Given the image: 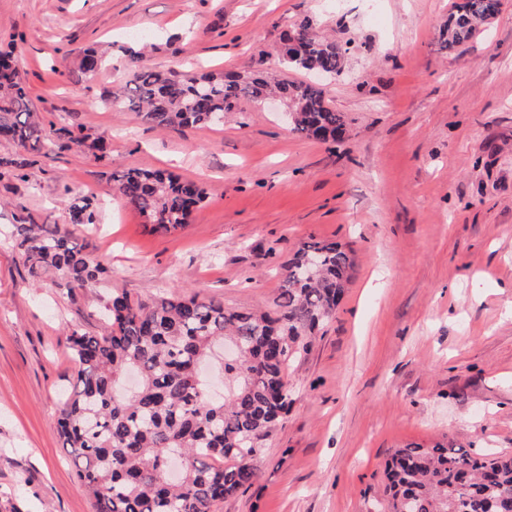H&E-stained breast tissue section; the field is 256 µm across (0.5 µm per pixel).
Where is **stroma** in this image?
<instances>
[{
	"label": "stroma",
	"instance_id": "stroma-1",
	"mask_svg": "<svg viewBox=\"0 0 512 512\" xmlns=\"http://www.w3.org/2000/svg\"><path fill=\"white\" fill-rule=\"evenodd\" d=\"M453 0H0L44 124L111 144L32 154L0 176V512H94L56 429L73 370L68 338L105 327L110 292L195 294L270 310L302 243L335 242L355 266L336 314L287 370L293 403L252 485L217 512H367L388 455L454 442L512 453V0L467 45L442 48ZM306 24L345 51L324 81L340 140L291 131L277 101L240 100L220 127L161 130L99 106L124 82L123 46L148 43L159 71L259 69ZM108 42L94 78L80 51ZM167 169L202 183L187 224L153 233L112 195L111 173ZM93 197L76 229L103 257L101 287L34 284L9 230L64 224L62 190Z\"/></svg>",
	"mask_w": 512,
	"mask_h": 512
}]
</instances>
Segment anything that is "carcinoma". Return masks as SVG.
Instances as JSON below:
<instances>
[{"mask_svg":"<svg viewBox=\"0 0 512 512\" xmlns=\"http://www.w3.org/2000/svg\"><path fill=\"white\" fill-rule=\"evenodd\" d=\"M502 0H454L441 30L442 47L473 40L495 19ZM129 75L102 104L134 112L160 129L222 125L242 98L278 96L291 130L336 141L345 121L316 82H270L251 75H180L139 65L126 49ZM346 50L302 28L282 37L285 67L328 77L344 69ZM107 62L100 46L83 49L79 71L95 76ZM0 140L20 151L87 147L111 158L106 140L81 128L45 131L31 108L14 44L0 50ZM112 189L154 232H172L206 199L205 188L164 170L112 173ZM69 224H29L20 216L11 240L30 277L50 276L68 289L93 288L105 262L74 241L73 228L97 224V206L65 189ZM354 259L334 242H305L288 260L276 310L238 311L196 295L166 293L151 302L114 292L106 304L110 330L73 331L72 390L57 426L95 512H215L253 483L255 460L292 403L290 363L307 352L333 316L351 279ZM234 343L238 360L223 366L224 395L212 397L198 366L217 344ZM381 512H512V454L485 455L451 443L395 449L381 476Z\"/></svg>","mask_w":512,"mask_h":512,"instance_id":"obj_1","label":"carcinoma"}]
</instances>
